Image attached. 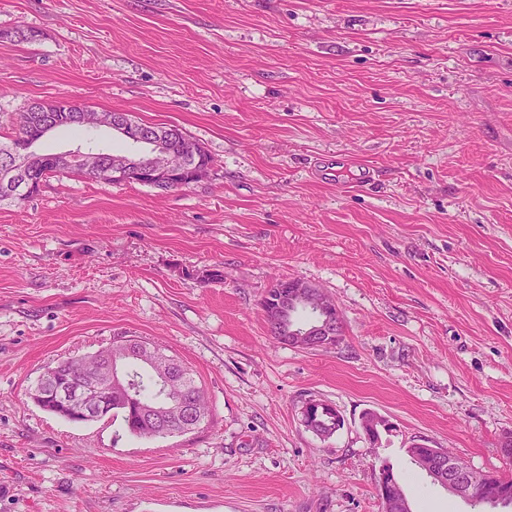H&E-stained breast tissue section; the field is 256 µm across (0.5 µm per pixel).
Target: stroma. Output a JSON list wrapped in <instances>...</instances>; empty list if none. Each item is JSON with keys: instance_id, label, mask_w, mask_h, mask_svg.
Wrapping results in <instances>:
<instances>
[{"instance_id": "stroma-1", "label": "stroma", "mask_w": 512, "mask_h": 512, "mask_svg": "<svg viewBox=\"0 0 512 512\" xmlns=\"http://www.w3.org/2000/svg\"><path fill=\"white\" fill-rule=\"evenodd\" d=\"M59 99L178 127L214 163L169 192L58 172L0 202V512H383L385 462L411 512H475L419 442L512 477V0H0V140ZM79 146L140 151L107 128L37 149ZM279 278L334 301L339 344L270 335ZM119 334L192 370L199 429L30 398ZM311 399L343 415L331 437ZM369 411L392 427L374 443ZM54 388H55L54 380H52V381L46 380L41 383L42 391H40L36 387H34V389H32V391L30 392V396L35 402H39L44 399L43 398L44 397L43 393H44L46 395L47 400L45 402L41 403V405H39V406H41L44 410H46L52 414H55L59 417H62L64 419L66 418V419L70 420L66 414V410L64 409V407L61 406L56 401L55 394H54Z\"/></svg>"}]
</instances>
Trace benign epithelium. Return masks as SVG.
Masks as SVG:
<instances>
[{"label": "benign epithelium", "instance_id": "obj_1", "mask_svg": "<svg viewBox=\"0 0 512 512\" xmlns=\"http://www.w3.org/2000/svg\"><path fill=\"white\" fill-rule=\"evenodd\" d=\"M68 112H85L90 115L91 124L101 128L105 127L118 135L136 142L149 144V155L145 158L118 157L110 163L108 173L114 179H132L139 183H146L161 192H168L189 186L203 179L212 167L207 161L187 164L184 155L171 149L163 135L150 134L143 130V126L128 119H120L110 112H97L87 106L67 104ZM36 156L33 149L13 147L4 153L9 165V176L21 177V192L25 196L37 193L42 180L30 177L27 172L29 162ZM57 162L68 165H79L89 176L97 178L103 176L99 159L92 152L81 150L58 154ZM313 285L300 279L291 278L279 281L274 290L267 293L262 300V308L268 325H277L284 314L293 306L311 296ZM317 305L316 319L303 328L293 332L292 337L283 336L281 340L300 349H317L331 346V339L340 335V321L337 307L327 299L315 301ZM94 357L102 367L89 378L78 382L68 390L60 391L59 397L65 402L71 418L87 421L104 416L112 410V388L129 389V377L126 362L136 360L148 363L157 357L154 349L137 340L124 343L122 350L114 354L112 347L102 348L94 353ZM327 407L332 409L336 417V428H341L344 418L335 406L322 400H310L302 407V422L308 425L312 422V409ZM178 411L183 412L181 426L188 429L195 428L192 416L182 399L168 400L161 406L154 407L144 415L160 429L167 427L169 416ZM417 461L441 485L448 488L453 494L468 493L471 490L472 469L462 460L448 454L443 448L418 449ZM377 490L383 505L394 508L399 512H410L404 495L393 485L388 474L379 471Z\"/></svg>", "mask_w": 512, "mask_h": 512}]
</instances>
